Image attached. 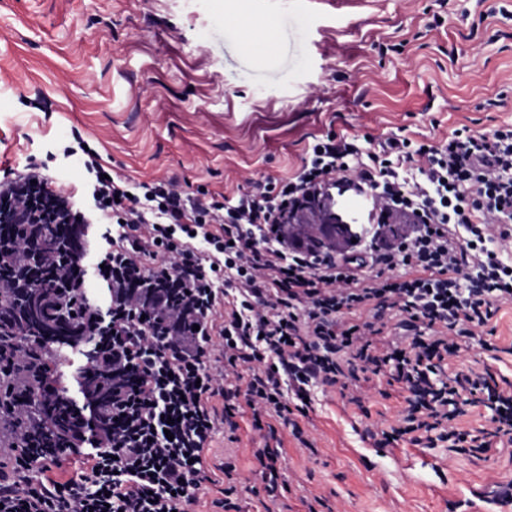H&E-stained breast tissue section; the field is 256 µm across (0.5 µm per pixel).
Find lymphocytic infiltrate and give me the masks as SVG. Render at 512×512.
Wrapping results in <instances>:
<instances>
[{"label": "lymphocytic infiltrate", "instance_id": "1", "mask_svg": "<svg viewBox=\"0 0 512 512\" xmlns=\"http://www.w3.org/2000/svg\"><path fill=\"white\" fill-rule=\"evenodd\" d=\"M82 166L92 217L107 224L94 249L106 307L73 261L55 279L112 370L114 422L103 426L86 373L64 452L20 448L0 461V512H190L208 491L212 507L235 512L206 459L225 420L244 407L254 428L287 424L313 389H349L385 367L411 394L385 441L416 433L472 455L512 445V393L490 370L431 380L512 303V122L487 133L463 125L435 144L328 134L291 176L232 197L107 175L92 149ZM332 183L371 195L376 209L374 231L340 253L312 247L309 228L291 223ZM0 202L31 224L89 217L33 164L0 182ZM137 279L169 289L140 294ZM392 321L405 334L382 343ZM473 388L493 410L476 435L458 426ZM283 453L254 451L271 502Z\"/></svg>", "mask_w": 512, "mask_h": 512}]
</instances>
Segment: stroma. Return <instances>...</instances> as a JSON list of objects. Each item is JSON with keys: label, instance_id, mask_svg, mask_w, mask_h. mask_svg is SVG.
I'll use <instances>...</instances> for the list:
<instances>
[{"label": "stroma", "instance_id": "stroma-1", "mask_svg": "<svg viewBox=\"0 0 512 512\" xmlns=\"http://www.w3.org/2000/svg\"><path fill=\"white\" fill-rule=\"evenodd\" d=\"M444 26L431 29L432 15ZM505 95L498 110L487 99ZM44 98L38 110L31 101ZM512 121V0H0V174L30 161L85 204L80 131L112 173L172 178L229 196L291 174L313 137L390 133L444 139ZM436 370L445 381L489 367L512 386V305ZM408 393L371 376L361 405L314 390L277 428L285 492L263 508L252 488L262 446L238 413L237 442L216 435L210 465L232 458L239 512H463L470 489L512 480V447L471 456L443 445H380L369 429L403 414Z\"/></svg>", "mask_w": 512, "mask_h": 512}]
</instances>
